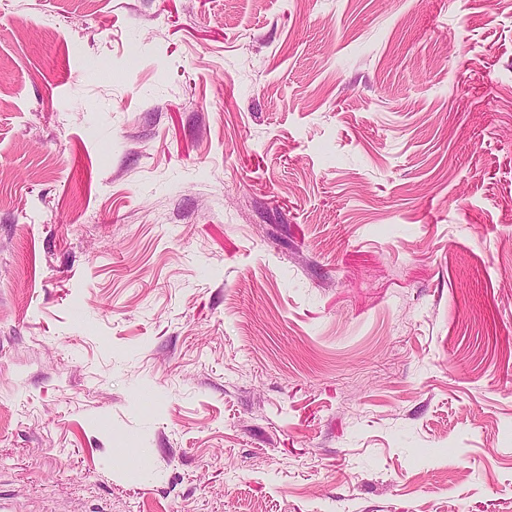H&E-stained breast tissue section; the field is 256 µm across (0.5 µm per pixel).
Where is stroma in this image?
I'll list each match as a JSON object with an SVG mask.
<instances>
[{
  "label": "stroma",
  "instance_id": "1",
  "mask_svg": "<svg viewBox=\"0 0 512 512\" xmlns=\"http://www.w3.org/2000/svg\"><path fill=\"white\" fill-rule=\"evenodd\" d=\"M0 512H512V0H0Z\"/></svg>",
  "mask_w": 512,
  "mask_h": 512
}]
</instances>
